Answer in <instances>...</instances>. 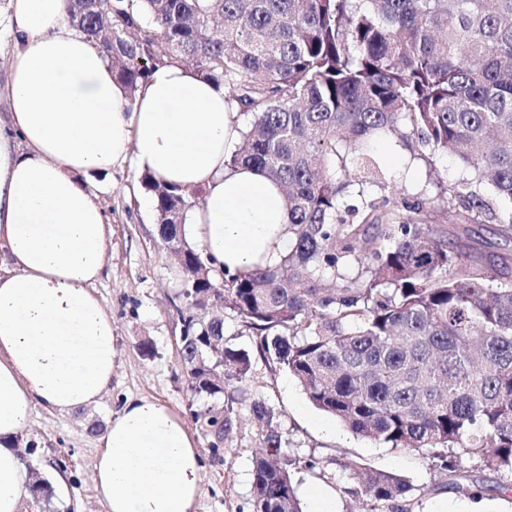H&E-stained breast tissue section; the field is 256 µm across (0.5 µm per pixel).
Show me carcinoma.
<instances>
[{
    "label": "carcinoma",
    "mask_w": 512,
    "mask_h": 512,
    "mask_svg": "<svg viewBox=\"0 0 512 512\" xmlns=\"http://www.w3.org/2000/svg\"><path fill=\"white\" fill-rule=\"evenodd\" d=\"M74 29L99 42L131 105L160 64L224 85L245 119L224 165H254L284 190L288 255L218 277L182 232L200 190L144 177L184 297L233 312L352 433L436 453L455 493L480 495L486 470L512 475V257L501 254L512 211L490 238L471 229L484 190L512 201V0H99ZM381 136L430 166L451 153L472 177L371 199L384 186ZM439 212L452 224L424 222ZM183 325L191 393L247 379L250 357L224 345V317ZM195 417L213 448L232 431L227 408ZM260 448L254 512H302L281 436L261 434ZM410 490L365 467L345 488L387 512H410ZM30 492L53 497L44 480Z\"/></svg>",
    "instance_id": "cac0c4a2"
}]
</instances>
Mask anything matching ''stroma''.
Wrapping results in <instances>:
<instances>
[{"label":"stroma","instance_id":"obj_1","mask_svg":"<svg viewBox=\"0 0 512 512\" xmlns=\"http://www.w3.org/2000/svg\"><path fill=\"white\" fill-rule=\"evenodd\" d=\"M387 152L395 162L385 166V173L398 176L401 164L409 163L417 177L374 190L377 199L397 192L410 196L428 179L448 183L464 174L453 156L437 158L429 166L412 159L400 141H377L375 156ZM92 181L112 227L106 271L97 285L112 312V386L93 407L62 414L36 409L12 443L32 478L48 481L55 471H63L66 490L55 493L54 512H69L72 502L80 503L83 512H106L91 479L92 464L101 434L128 398L163 402L187 423L204 460L196 512H254L252 470L259 428L251 404L258 399L273 411L271 424L292 459L290 473L303 512L319 491L327 493L334 512H369V501L346 492L354 468L361 466L406 478L412 486L411 512H512V493L502 490L512 483L511 476L485 473L483 495L472 501L448 490L431 452L391 448L356 436L316 409L285 368L264 360L254 336L233 313L224 315V343L249 353L247 382H227L220 396L191 395L181 352V318L193 309L182 295L177 261L161 241L154 198L143 185V174L128 161ZM145 341L153 347L152 356L140 351ZM214 405L231 407L234 417L233 430L217 452L195 419Z\"/></svg>","mask_w":512,"mask_h":512}]
</instances>
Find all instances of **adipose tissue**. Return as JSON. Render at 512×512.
I'll return each instance as SVG.
<instances>
[{"mask_svg": "<svg viewBox=\"0 0 512 512\" xmlns=\"http://www.w3.org/2000/svg\"><path fill=\"white\" fill-rule=\"evenodd\" d=\"M11 35L0 118V512H25L28 471L11 440L37 408L98 404L112 385V313L98 295L112 227L85 175L126 159L204 201L186 238L214 269L278 266L292 247L281 186L226 167L242 119L223 87L192 68L152 69L135 103L65 0H8ZM203 470L185 421L126 399L99 439L93 481L107 512H195Z\"/></svg>", "mask_w": 512, "mask_h": 512, "instance_id": "ef3b65f1", "label": "adipose tissue"}]
</instances>
